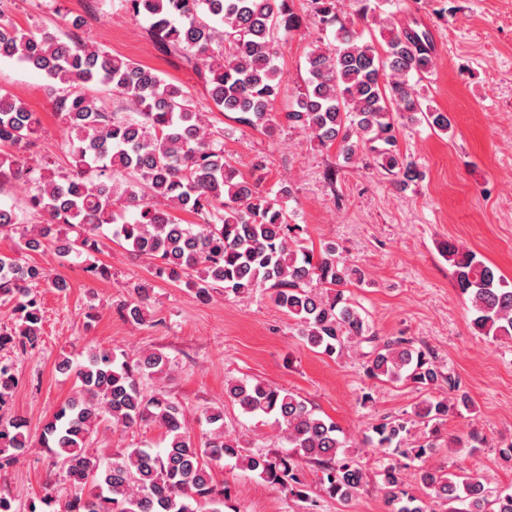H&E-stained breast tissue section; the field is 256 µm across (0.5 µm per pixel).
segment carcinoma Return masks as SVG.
Returning a JSON list of instances; mask_svg holds the SVG:
<instances>
[{"instance_id":"obj_1","label":"carcinoma","mask_w":512,"mask_h":512,"mask_svg":"<svg viewBox=\"0 0 512 512\" xmlns=\"http://www.w3.org/2000/svg\"><path fill=\"white\" fill-rule=\"evenodd\" d=\"M133 17L151 21L150 35L165 52L195 63L213 105L238 114L254 128L271 127L277 117L304 131L318 145L337 146L348 163L368 143L382 168L406 187L420 180L415 162L401 153V127L423 121L447 133L448 114L431 104L417 86L434 68L435 48L416 21L386 19L382 43L362 40L359 22L376 18L387 0H348V22L336 13V0H315L319 23L336 27L337 45H314L306 59L307 77L294 105L276 115L273 104L282 83L276 59L284 37L295 28L288 0H126ZM0 58L16 59L42 72L74 170L57 173L52 161L28 164L26 149L38 138L41 121L21 99L0 93V182L27 186L23 210L44 217L27 225L14 205L0 207V233L18 236V251L0 254V297L16 301L17 323L0 329V349L35 348L42 333L43 284L63 291L66 280L50 278L25 252L52 248L62 258L100 250L101 229L112 226V240L149 261L159 278L185 284L197 299L212 291L227 294L271 292L272 301L296 320L307 347L330 357L367 342V374L387 382L431 388L442 382L448 397L426 399L414 411L425 423L440 424L451 411L471 408L453 370L443 371L430 352L403 336L377 342L360 307L341 286L362 279L354 264L336 260V245L320 253L302 245L304 228L288 220L286 200L293 187L259 189L262 177L243 179L224 155V131L206 123L192 94L156 72L114 56L74 34L62 40L45 27L20 30L0 0ZM99 84L120 98L122 115L88 97L82 88ZM197 216L183 224L177 213ZM66 226L73 236L61 235ZM456 288L470 304L475 334L512 340V284L493 265L453 244L444 248ZM126 319L142 323L149 295L122 307ZM171 361L159 350H143L115 363L112 352L90 351L78 369L63 358L58 369L75 371L79 389L44 425L41 444L59 464L67 484L66 512H224V489L214 484V467L234 459L267 483L301 501L310 500L299 476L303 464L316 465L331 496L350 500L367 475L349 452L342 430L318 415L297 394L263 380H231L225 394L246 413L270 416L281 431L286 452L272 456L249 451L224 432V409L204 410L210 426L198 446L182 403L160 387L147 391L143 380L168 376ZM16 386L12 367L0 363V467L28 447L27 423L1 413ZM151 421L164 431L165 448H117L100 453L88 447L97 426L125 428ZM413 420L395 418L373 427L374 448L421 460L436 444L426 440L405 447ZM379 477L392 512H512V492L493 491L478 474L423 469L426 498L404 490L403 467L393 459L380 464Z\"/></svg>"}]
</instances>
